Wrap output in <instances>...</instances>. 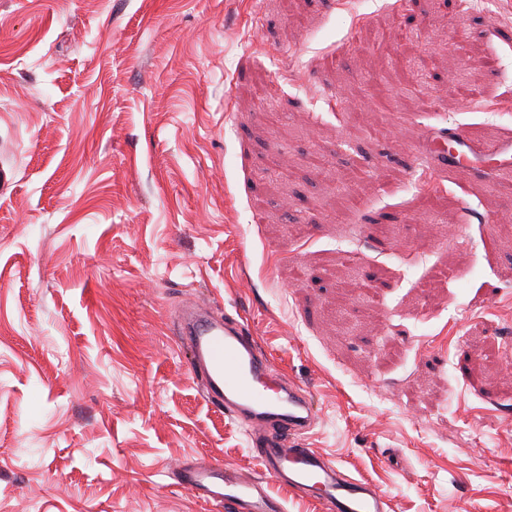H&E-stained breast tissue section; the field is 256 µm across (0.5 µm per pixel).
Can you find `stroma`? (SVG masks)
Returning a JSON list of instances; mask_svg holds the SVG:
<instances>
[{"label":"stroma","instance_id":"stroma-1","mask_svg":"<svg viewBox=\"0 0 512 512\" xmlns=\"http://www.w3.org/2000/svg\"><path fill=\"white\" fill-rule=\"evenodd\" d=\"M472 24L459 92L456 0H0V512H220L173 466L259 472L186 368L197 300L390 512H512V168L477 163L512 7Z\"/></svg>","mask_w":512,"mask_h":512}]
</instances>
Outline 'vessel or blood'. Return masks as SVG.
Here are the masks:
<instances>
[{
    "mask_svg": "<svg viewBox=\"0 0 512 512\" xmlns=\"http://www.w3.org/2000/svg\"><path fill=\"white\" fill-rule=\"evenodd\" d=\"M178 342L214 407L246 432L262 464L252 475L217 461L180 468V485L222 512H287L270 484L313 501L319 512H387L388 499L371 481L349 476L321 451L303 446L318 409L277 372L246 324L208 305L181 319Z\"/></svg>",
    "mask_w": 512,
    "mask_h": 512,
    "instance_id": "vessel-or-blood-1",
    "label": "vessel or blood"
}]
</instances>
